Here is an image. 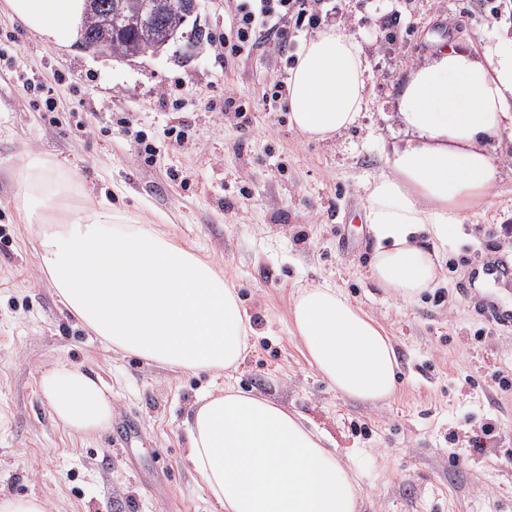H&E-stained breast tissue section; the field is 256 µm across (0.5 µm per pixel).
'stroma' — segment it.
I'll use <instances>...</instances> for the list:
<instances>
[{
  "mask_svg": "<svg viewBox=\"0 0 512 512\" xmlns=\"http://www.w3.org/2000/svg\"><path fill=\"white\" fill-rule=\"evenodd\" d=\"M369 63L358 125L300 134L285 97V56L261 45L229 56L217 36L229 0H199L159 53L132 59L45 44L0 12V496L37 494L50 512H219L186 458V419L214 381L112 352L68 315L36 269L37 231L22 223L15 163L37 151L71 169L78 190L124 189L134 216L220 265L252 318L232 384L304 414L362 485L359 512H512L511 290L461 287L490 255L512 259V139L497 179L440 248L445 282L405 301L368 277L374 251L364 184L387 170L409 72L437 44L483 52L512 36V0H400L399 26L371 29L369 0H331ZM50 87L55 111L22 87ZM247 109L225 111L224 94ZM186 130L188 142L168 138ZM153 142L145 161L135 137ZM327 284L381 324L399 365L393 398L341 396L302 355L289 313L298 288ZM67 360L112 388V423L72 436L39 391V369ZM137 438L113 437L122 420Z\"/></svg>",
  "mask_w": 512,
  "mask_h": 512,
  "instance_id": "1",
  "label": "stroma"
}]
</instances>
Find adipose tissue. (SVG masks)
Instances as JSON below:
<instances>
[{
    "instance_id": "ef3b65f1",
    "label": "adipose tissue",
    "mask_w": 512,
    "mask_h": 512,
    "mask_svg": "<svg viewBox=\"0 0 512 512\" xmlns=\"http://www.w3.org/2000/svg\"><path fill=\"white\" fill-rule=\"evenodd\" d=\"M87 9V0H0L1 11L55 47L82 39ZM367 71L344 29L316 33L290 70L294 127L321 140L355 125L367 105ZM398 118L411 136L393 146L387 173L365 184V220L375 240L372 280L408 300L441 279V256L421 233L446 241L492 186L490 142L512 132V50L438 45L405 84ZM16 175L21 219L40 227L37 267L77 321L113 350L177 373L220 377L237 368L253 326L217 264L107 199L78 193L56 159L26 155ZM291 317L309 365L337 393L373 403L394 395L391 338L339 289H299ZM39 388L72 433H98L112 421L100 375L56 360L42 366ZM187 442L222 512H357L355 474L323 433L274 400L234 387L206 392Z\"/></svg>"
}]
</instances>
